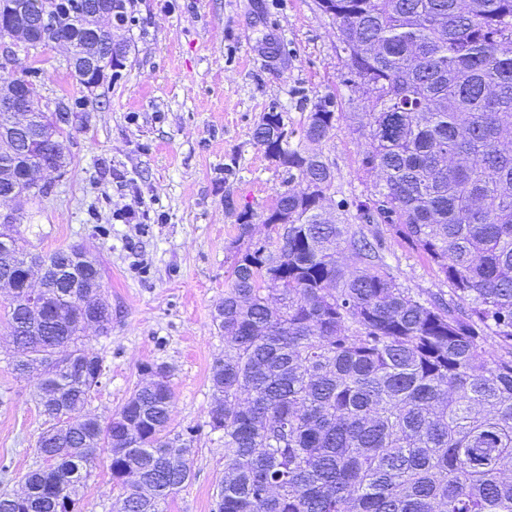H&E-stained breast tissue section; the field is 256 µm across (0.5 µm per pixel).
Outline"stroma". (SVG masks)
I'll return each instance as SVG.
<instances>
[{"label": "stroma", "instance_id": "stroma-1", "mask_svg": "<svg viewBox=\"0 0 512 512\" xmlns=\"http://www.w3.org/2000/svg\"><path fill=\"white\" fill-rule=\"evenodd\" d=\"M124 31L133 50L122 77L88 96L60 138L66 167L41 197L0 201L24 248L46 255L76 246L95 257L112 307L109 333L90 327L85 347L105 375L86 407L108 422L132 394L146 364L171 370L169 428H194L191 479L164 512H211L224 481V439L209 427V381L224 341L213 321L236 250V216L262 214L286 174L253 132L272 104L301 130L314 102L337 100L336 127L320 145L335 176L334 200L371 199L354 130L357 103L334 22L318 0H134ZM16 67L40 70L42 102L79 93L69 49L52 44L15 52ZM389 261L405 286L437 290L434 267L387 234ZM14 345L0 319V459L11 489L34 467L46 429L38 381L17 376ZM101 450L79 489L82 512H112L125 490Z\"/></svg>", "mask_w": 512, "mask_h": 512}]
</instances>
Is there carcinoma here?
<instances>
[{"mask_svg": "<svg viewBox=\"0 0 512 512\" xmlns=\"http://www.w3.org/2000/svg\"><path fill=\"white\" fill-rule=\"evenodd\" d=\"M336 22L357 97L371 203L323 208L334 172L314 149L334 110L320 98L291 143L285 112L263 113L254 139L288 173L262 215H238L230 283L215 309L224 355L211 367L219 395L224 485L213 512H512V0H321ZM58 19L61 43L82 0ZM42 127L6 133L0 191L22 181ZM384 224L422 252L448 291L400 283L386 262ZM80 251L41 257L44 305L32 325L11 297L4 319L22 373L59 393L36 443L49 462L6 488L0 512H77V486L103 448L112 482L130 486L113 512H159L189 480L167 434L170 386L137 385L111 421L85 414L101 383L82 332L106 299L69 287ZM28 253L0 251V277ZM493 341L497 351L487 350Z\"/></svg>", "mask_w": 512, "mask_h": 512, "instance_id": "1", "label": "carcinoma"}]
</instances>
